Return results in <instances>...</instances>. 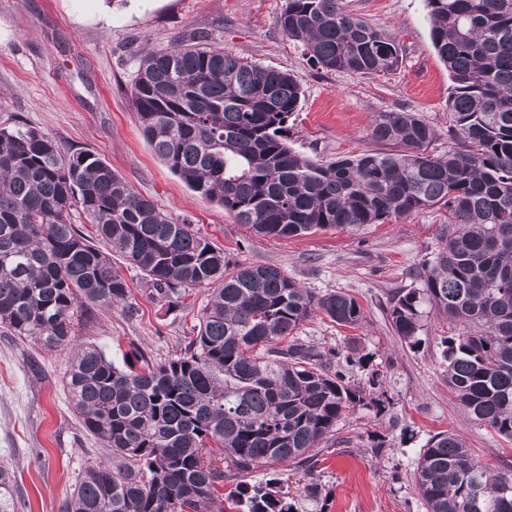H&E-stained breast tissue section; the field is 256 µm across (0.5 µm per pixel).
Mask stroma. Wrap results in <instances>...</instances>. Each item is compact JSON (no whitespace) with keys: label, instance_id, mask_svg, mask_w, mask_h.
Here are the masks:
<instances>
[{"label":"stroma","instance_id":"1","mask_svg":"<svg viewBox=\"0 0 512 512\" xmlns=\"http://www.w3.org/2000/svg\"><path fill=\"white\" fill-rule=\"evenodd\" d=\"M345 2L397 37L403 47L397 70L365 76L314 66L280 33L285 0H112L107 24L91 14L93 0H0V125L20 122L104 159L136 192L222 248L230 262L273 265L316 293L355 296L364 311L359 329L316 316L300 335L352 352V386L381 405L358 408L337 424L311 475L319 498L304 496L302 473L292 467L281 472V488L298 512H424L410 476L435 433L460 432L482 463L512 460V444L471 421L448 389L439 345L451 333L447 320L424 311L414 347L401 343L390 324L394 294L421 287L445 214L429 209L356 232L258 236L193 193L154 155L130 100L142 47L165 48L203 28L225 50L297 79L303 95L288 122V143L300 155L327 162L388 151L369 130L377 113L395 109L424 118L436 131L431 153H447L451 80L431 43L425 0ZM124 277L135 315L93 309L78 328L80 341L123 367L143 354L175 357L197 333L207 288L188 290L171 311L138 271ZM67 361V353L0 333V465L14 475L13 497L24 503L23 512H63L85 469L112 460L71 405Z\"/></svg>","mask_w":512,"mask_h":512}]
</instances>
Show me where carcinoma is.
Returning a JSON list of instances; mask_svg holds the SVG:
<instances>
[{"label": "carcinoma", "mask_w": 512, "mask_h": 512, "mask_svg": "<svg viewBox=\"0 0 512 512\" xmlns=\"http://www.w3.org/2000/svg\"><path fill=\"white\" fill-rule=\"evenodd\" d=\"M433 47L448 68L450 136L414 112L376 115L370 136L399 147L320 163L288 145L302 90L192 31L141 51L130 98L156 155L194 193L269 239L360 228L427 209L448 215L423 286L400 291L390 318L420 342L423 308L459 328L441 338L448 388L471 421L512 440V0H425ZM286 39L326 71L389 74L397 38L344 0H286ZM80 212L94 235L72 221ZM104 242L103 251L97 242ZM139 271L167 308L211 287L199 329L179 355L120 368L76 326L95 307L123 309L131 289L112 265ZM319 314L342 328L364 320L341 291L318 295L271 265L231 263L224 250L138 194L100 157L36 128L0 126V327L66 350V388L83 427L112 465L82 475L66 512H226L224 472L242 478L227 500L246 512H296L275 478L315 465L336 425L366 405L339 352L307 342ZM412 484L425 512H512V463L480 465L455 432L434 434ZM13 475L0 466V512H15Z\"/></svg>", "instance_id": "obj_1"}]
</instances>
